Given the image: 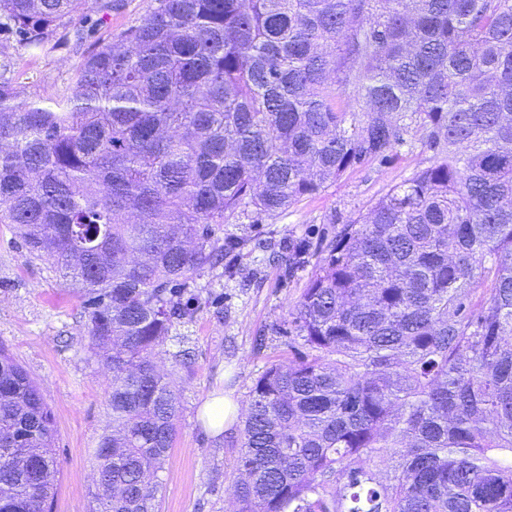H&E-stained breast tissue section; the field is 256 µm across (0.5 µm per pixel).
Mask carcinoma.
<instances>
[{
  "label": "carcinoma",
  "instance_id": "cac0c4a2",
  "mask_svg": "<svg viewBox=\"0 0 512 512\" xmlns=\"http://www.w3.org/2000/svg\"><path fill=\"white\" fill-rule=\"evenodd\" d=\"M108 9L0 0L41 51ZM6 71L0 224L79 290L113 373L95 457L116 492L96 512H157L179 397L154 358L224 261L213 225L404 146L429 164L336 236L295 304L309 353L254 381L235 512H512V0H157L49 105L15 102ZM54 440L0 352V512H49Z\"/></svg>",
  "mask_w": 512,
  "mask_h": 512
}]
</instances>
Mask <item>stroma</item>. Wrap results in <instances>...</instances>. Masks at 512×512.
Listing matches in <instances>:
<instances>
[{"instance_id":"35a3bbf8","label":"stroma","mask_w":512,"mask_h":512,"mask_svg":"<svg viewBox=\"0 0 512 512\" xmlns=\"http://www.w3.org/2000/svg\"><path fill=\"white\" fill-rule=\"evenodd\" d=\"M155 6L156 0H112L89 34H80V21L68 25L65 45L53 52L31 51L0 24V53L13 61L18 101L45 104L69 92L87 54ZM426 161V154L403 149L389 163L348 170L280 216L215 225L220 243L243 238L247 244L227 253L225 269L201 270L187 286L190 314L174 323L155 357L181 398L174 443L159 474V512H232L242 424L213 435L200 418L204 402L223 395L246 408L265 367L294 357L302 341L290 310L330 241ZM0 348L28 372L54 414L61 474L52 512H93L94 450L111 426L112 372L90 344L77 290L50 261L30 257L10 224H0Z\"/></svg>"}]
</instances>
